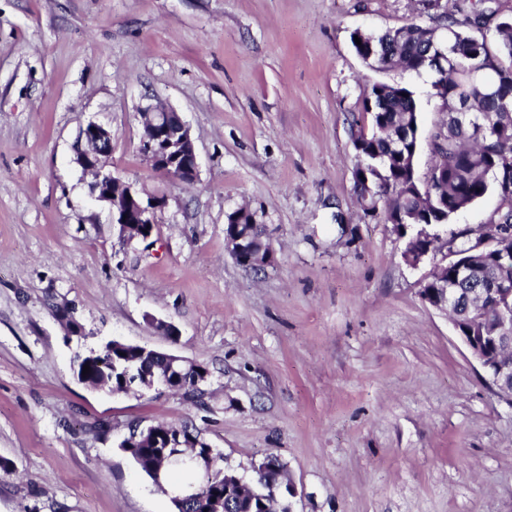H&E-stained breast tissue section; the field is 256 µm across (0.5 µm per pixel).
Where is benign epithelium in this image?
Returning <instances> with one entry per match:
<instances>
[{"label": "benign epithelium", "mask_w": 512, "mask_h": 512, "mask_svg": "<svg viewBox=\"0 0 512 512\" xmlns=\"http://www.w3.org/2000/svg\"><path fill=\"white\" fill-rule=\"evenodd\" d=\"M80 141L84 145L76 148V163L83 171L92 175L91 193L97 201L104 203L112 212V223L128 233L133 224L141 226L138 237L146 240L152 235L150 227L155 224V214L165 204L160 196L142 197L132 184L123 181L108 169L112 154V132L105 126L89 122L81 130ZM142 147L152 165L177 184L192 186L198 179L199 166L190 129L179 113L166 108H149L143 113ZM436 234L419 231L409 236L402 252L404 261L416 267L434 252ZM478 252L485 258L489 255H512V240L503 236L501 230L493 228L489 234L477 239L466 249L448 248L445 268L450 271L451 281L433 278L426 282L422 300L431 307L446 312L454 329L466 346L472 359L488 377L496 393L512 404V358L505 353L512 352V307L488 313L493 296L501 293L512 294V282L499 279L489 288H477L478 308L472 319L464 321L455 312L457 292L453 281L467 278L474 269L472 253ZM476 322L487 323L489 335L466 334L464 325ZM126 380L133 384L151 388L156 383H167V377H150L126 370Z\"/></svg>", "instance_id": "1"}]
</instances>
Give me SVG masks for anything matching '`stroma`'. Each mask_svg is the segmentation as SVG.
<instances>
[{
	"instance_id": "1",
	"label": "stroma",
	"mask_w": 512,
	"mask_h": 512,
	"mask_svg": "<svg viewBox=\"0 0 512 512\" xmlns=\"http://www.w3.org/2000/svg\"><path fill=\"white\" fill-rule=\"evenodd\" d=\"M410 19L430 23L416 0H0V512H172L120 447L135 423L195 427L249 480L278 455L294 512H512V405L422 301L434 261L407 265L354 191L373 83L413 91L416 176L432 164V75L370 69L350 42ZM151 103L188 125L194 186L141 155ZM91 121L115 174L167 196L149 241L74 161ZM244 203L275 251L258 274L224 237ZM113 339L206 366V408L79 383L74 356Z\"/></svg>"
}]
</instances>
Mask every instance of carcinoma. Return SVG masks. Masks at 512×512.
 <instances>
[{
	"label": "carcinoma",
	"mask_w": 512,
	"mask_h": 512,
	"mask_svg": "<svg viewBox=\"0 0 512 512\" xmlns=\"http://www.w3.org/2000/svg\"><path fill=\"white\" fill-rule=\"evenodd\" d=\"M423 12L432 14L435 24L423 26L413 21L380 32H355L361 41L358 52L370 68L400 67L433 75L432 87L442 101L448 120L439 125L431 154L429 186L419 192L414 169L404 156L414 141L404 142L403 134L415 131L420 111L414 92L405 86L378 82L365 88L362 113L371 117V132L359 130L354 147L362 158L354 171V188L368 217L380 216L387 224H445L450 216L468 208L493 190L498 199L494 222H512V106L502 99L512 94V14L491 7L493 0H419ZM469 104L473 118L492 125L497 135L484 140L469 136V124L456 120L457 108ZM248 232L254 252L268 251L262 225L255 214L237 225L227 218L224 234ZM512 276V260L504 263L480 262L473 279L458 285V313L467 310L468 289L500 275ZM141 363L135 349L112 350L87 357L86 375L78 381L93 389H112L125 383L126 366ZM194 370L184 368L175 384L187 398L201 405L203 391L193 379ZM183 447L178 454L165 447V439L148 433L131 441L128 454L150 477L163 469V483L175 512H202V502L178 499L182 489L198 478L209 444L199 433L181 427ZM225 468L215 464L214 480L203 491L208 498L224 492ZM257 487L239 495L235 512H262L269 494L267 482L256 477Z\"/></svg>",
	"instance_id": "1"
}]
</instances>
